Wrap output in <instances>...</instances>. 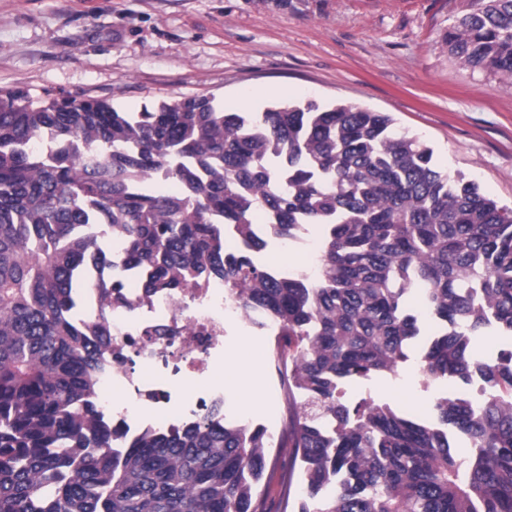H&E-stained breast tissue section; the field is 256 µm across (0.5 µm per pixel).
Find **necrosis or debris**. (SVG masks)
Here are the masks:
<instances>
[{"mask_svg":"<svg viewBox=\"0 0 512 512\" xmlns=\"http://www.w3.org/2000/svg\"><path fill=\"white\" fill-rule=\"evenodd\" d=\"M243 316L224 296V285L157 296L149 306L112 315V333L135 340L132 365L113 364L98 380L105 415L123 423L128 437L144 430L188 424L223 401L224 336ZM165 325L169 336L153 331Z\"/></svg>","mask_w":512,"mask_h":512,"instance_id":"4bbe7bcc","label":"necrosis or debris"}]
</instances>
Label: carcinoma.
Returning <instances> with one entry per match:
<instances>
[{
  "instance_id": "carcinoma-1",
  "label": "carcinoma",
  "mask_w": 512,
  "mask_h": 512,
  "mask_svg": "<svg viewBox=\"0 0 512 512\" xmlns=\"http://www.w3.org/2000/svg\"><path fill=\"white\" fill-rule=\"evenodd\" d=\"M445 45L511 80L512 0H467ZM301 226L319 231L314 279L261 259ZM116 263L136 295L112 280ZM216 281L244 314L276 322L288 389L305 397L281 465L284 502L294 476L304 485L293 512H512V209L357 105L226 112L194 96L127 112L11 92L0 95V512H268L263 426L224 423L214 404L130 439L97 408L99 374L132 362L112 355V312ZM490 331L506 342L483 353ZM417 342L428 379L491 391L437 399L434 423L341 400L343 383L395 372ZM450 428L466 437L463 459Z\"/></svg>"
}]
</instances>
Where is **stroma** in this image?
<instances>
[{"label":"stroma","mask_w":512,"mask_h":512,"mask_svg":"<svg viewBox=\"0 0 512 512\" xmlns=\"http://www.w3.org/2000/svg\"><path fill=\"white\" fill-rule=\"evenodd\" d=\"M465 0H0V93L129 111L190 96L228 110L307 99L389 113L437 164L512 207V81L461 65L444 37ZM224 412L266 423L280 395L273 341L234 326ZM476 383L426 380L417 359L346 382L344 400L433 418Z\"/></svg>","instance_id":"35a3bbf8"}]
</instances>
